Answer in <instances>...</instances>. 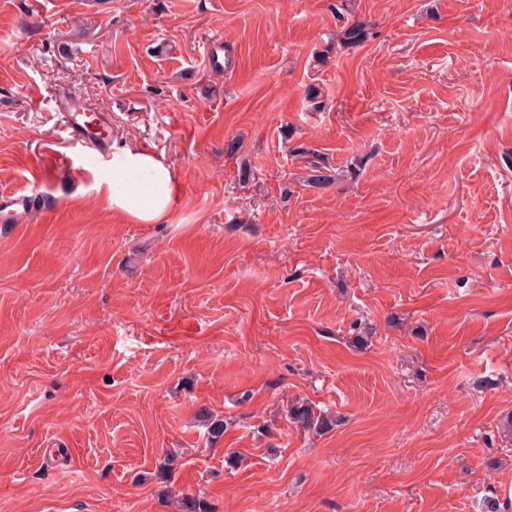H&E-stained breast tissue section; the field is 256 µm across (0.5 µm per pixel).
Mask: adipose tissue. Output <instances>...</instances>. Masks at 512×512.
Here are the masks:
<instances>
[{"instance_id":"adipose-tissue-1","label":"adipose tissue","mask_w":512,"mask_h":512,"mask_svg":"<svg viewBox=\"0 0 512 512\" xmlns=\"http://www.w3.org/2000/svg\"><path fill=\"white\" fill-rule=\"evenodd\" d=\"M113 211L136 224H157L175 200L171 170L155 155L132 147L112 151V170L104 177Z\"/></svg>"}]
</instances>
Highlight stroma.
<instances>
[{
	"label": "stroma",
	"mask_w": 512,
	"mask_h": 512,
	"mask_svg": "<svg viewBox=\"0 0 512 512\" xmlns=\"http://www.w3.org/2000/svg\"><path fill=\"white\" fill-rule=\"evenodd\" d=\"M329 3L0 0V194L35 200L0 223V512L512 494V0H350L354 47ZM62 87L172 171L165 221L113 213ZM288 420L296 428L307 432H324L334 426L329 414L317 410L314 405L306 401H296L290 405Z\"/></svg>",
	"instance_id": "stroma-1"
}]
</instances>
